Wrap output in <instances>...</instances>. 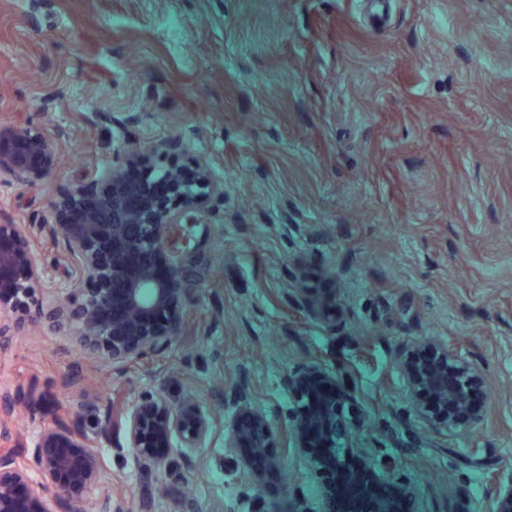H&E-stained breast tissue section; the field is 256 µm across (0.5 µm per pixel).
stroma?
<instances>
[{
    "label": "stroma",
    "mask_w": 512,
    "mask_h": 512,
    "mask_svg": "<svg viewBox=\"0 0 512 512\" xmlns=\"http://www.w3.org/2000/svg\"><path fill=\"white\" fill-rule=\"evenodd\" d=\"M20 121L60 159L45 182L0 187L2 222L34 223L124 134L181 137L182 161L224 184L199 236L202 291L164 354L119 369L47 330L11 343L0 380L45 395L24 435L73 396L103 410L161 389L212 413L187 484L162 477L164 512L185 487L201 512H293L295 485L318 488L288 378L317 364L351 388L350 445L377 479L415 485L420 512H492L487 473L512 481V0H0V124ZM294 288L335 297V326ZM437 339L487 375L471 435L429 429L396 361ZM240 384L277 430L279 465L255 480L224 465L215 391ZM103 452L133 512L134 464Z\"/></svg>",
    "instance_id": "stroma-1"
}]
</instances>
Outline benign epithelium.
<instances>
[{
  "label": "benign epithelium",
  "instance_id": "1",
  "mask_svg": "<svg viewBox=\"0 0 512 512\" xmlns=\"http://www.w3.org/2000/svg\"><path fill=\"white\" fill-rule=\"evenodd\" d=\"M179 137L149 147L122 138L112 165L60 189L40 224L0 222V358L5 344L48 329L65 337L84 357L127 367L165 352L183 334L196 301L202 272L194 228L205 223L211 199L224 195L207 163L197 162L191 182L176 161ZM58 149L44 128L31 123L0 125V186L33 185L54 170ZM157 154L171 162L158 167ZM141 171L133 182L132 167ZM57 255L35 260L41 241ZM57 284L36 294L41 281ZM397 363L411 389L417 415L439 433L468 434L484 420L486 405L471 401L483 371L466 350L448 341L410 345ZM297 406L291 433L322 489L314 512H415L414 489L395 481L367 483L368 455L345 449L344 409L353 394L323 369L312 366L288 377ZM232 411L224 438V462L253 470L252 457L276 466L275 427L250 407L243 386L218 391ZM43 399L37 388L0 382V512H122L112 486L100 480L102 444L114 438L127 449L145 493L139 512H162L152 488L178 451L191 468L210 434L211 413L187 400L173 404L161 391H145L119 412H100L81 400L53 425L30 439L14 425L13 409ZM94 416L89 429L69 414ZM493 512H512V485H491Z\"/></svg>",
  "mask_w": 512,
  "mask_h": 512
}]
</instances>
